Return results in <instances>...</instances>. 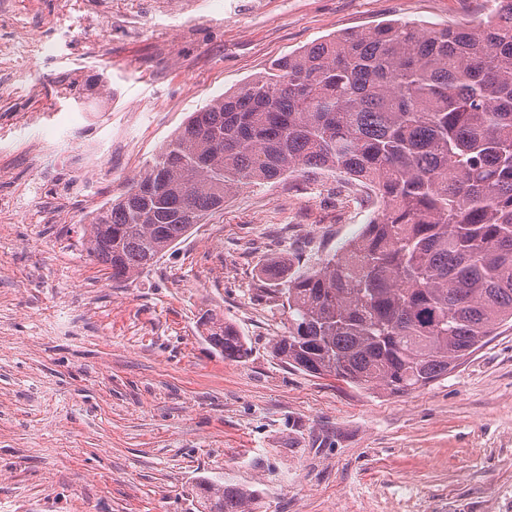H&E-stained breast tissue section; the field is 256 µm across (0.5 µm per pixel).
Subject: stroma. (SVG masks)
I'll list each match as a JSON object with an SVG mask.
<instances>
[{
  "mask_svg": "<svg viewBox=\"0 0 512 512\" xmlns=\"http://www.w3.org/2000/svg\"><path fill=\"white\" fill-rule=\"evenodd\" d=\"M489 0H0V512H512V328L424 390L280 362L261 271L322 266L375 202L322 171L240 188L113 284L82 227L190 112L269 63L385 20L477 25ZM38 194L19 197L23 186ZM206 310L251 349L225 359ZM195 496L199 512H249L247 503L255 500L258 493L233 480L218 484L204 479L196 484Z\"/></svg>",
  "mask_w": 512,
  "mask_h": 512,
  "instance_id": "35a3bbf8",
  "label": "stroma"
}]
</instances>
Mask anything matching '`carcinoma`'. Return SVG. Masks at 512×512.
I'll return each mask as SVG.
<instances>
[{"label": "carcinoma", "mask_w": 512, "mask_h": 512, "mask_svg": "<svg viewBox=\"0 0 512 512\" xmlns=\"http://www.w3.org/2000/svg\"><path fill=\"white\" fill-rule=\"evenodd\" d=\"M491 2L478 26L334 35L212 99L91 214L88 255L125 283L240 187L339 170L379 207L321 268L264 269L288 313L273 355L393 395L448 376L512 323V0ZM198 324L224 358L248 356L232 322ZM195 496L199 512H249L258 493L204 479Z\"/></svg>", "instance_id": "obj_1"}]
</instances>
